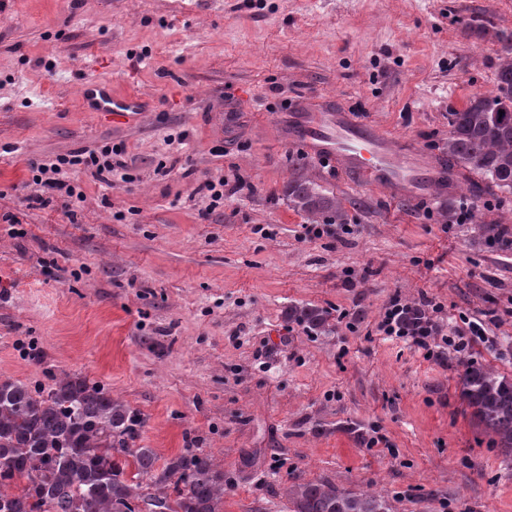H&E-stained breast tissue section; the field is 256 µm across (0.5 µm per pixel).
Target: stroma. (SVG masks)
I'll use <instances>...</instances> for the list:
<instances>
[{
	"label": "stroma",
	"mask_w": 512,
	"mask_h": 512,
	"mask_svg": "<svg viewBox=\"0 0 512 512\" xmlns=\"http://www.w3.org/2000/svg\"><path fill=\"white\" fill-rule=\"evenodd\" d=\"M512 0H0V378L68 372L141 414L140 446L224 466V512H289L327 480L396 512H512V464L476 444L452 351L376 330L386 304L481 322L470 353L512 375V191L410 201L287 142L295 99L333 96L441 155L448 113L496 87ZM89 79L152 104L87 112ZM124 144L104 187L66 206L33 165ZM309 169L347 221L314 235L284 186ZM224 180L207 212L204 180ZM467 209L443 223L449 199ZM12 222H5V215ZM327 310L333 329L289 321ZM289 321H295L305 325L313 332H326L329 330L330 315L327 311L309 306H290L288 308Z\"/></svg>",
	"instance_id": "stroma-1"
}]
</instances>
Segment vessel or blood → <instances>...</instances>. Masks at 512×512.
I'll use <instances>...</instances> for the list:
<instances>
[{"label": "vessel or blood", "instance_id": "obj_1", "mask_svg": "<svg viewBox=\"0 0 512 512\" xmlns=\"http://www.w3.org/2000/svg\"><path fill=\"white\" fill-rule=\"evenodd\" d=\"M79 96L89 111L108 112L131 122L146 110L141 94H122L94 80L81 86ZM283 136L301 144L310 157L341 163L353 176L406 199L448 190V169L443 160L420 155L410 141L380 134L358 121L354 112L337 108L328 100L302 104L299 116Z\"/></svg>", "mask_w": 512, "mask_h": 512}]
</instances>
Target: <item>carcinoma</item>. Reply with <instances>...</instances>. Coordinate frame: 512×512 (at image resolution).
Masks as SVG:
<instances>
[{"label":"carcinoma","mask_w":512,"mask_h":512,"mask_svg":"<svg viewBox=\"0 0 512 512\" xmlns=\"http://www.w3.org/2000/svg\"><path fill=\"white\" fill-rule=\"evenodd\" d=\"M495 91L473 94L448 117V171L512 191V36ZM285 194L313 224H343L336 195L306 171ZM288 320L313 332L330 328L327 311L288 307ZM458 399L487 442L512 459V377L460 354ZM144 420L103 385L61 372L47 387L0 379V512H223L224 469L190 450L157 465L152 448L136 447ZM291 512H391L384 495L330 482L284 487Z\"/></svg>","instance_id":"obj_1"}]
</instances>
